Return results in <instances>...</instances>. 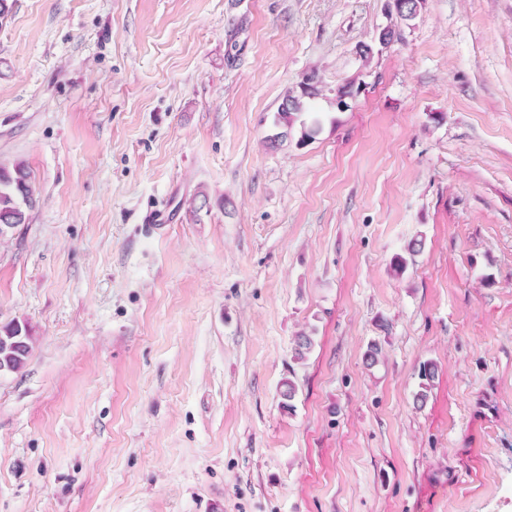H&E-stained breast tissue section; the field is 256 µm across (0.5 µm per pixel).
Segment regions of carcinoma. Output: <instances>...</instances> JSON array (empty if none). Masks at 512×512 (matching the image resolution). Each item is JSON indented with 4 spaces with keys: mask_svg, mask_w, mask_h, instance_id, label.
<instances>
[{
    "mask_svg": "<svg viewBox=\"0 0 512 512\" xmlns=\"http://www.w3.org/2000/svg\"><path fill=\"white\" fill-rule=\"evenodd\" d=\"M424 6V0H394L395 22L384 27L379 42L388 45L401 39V25L413 20ZM317 76L313 73L303 75L298 85L287 91L278 108L276 124L284 131L268 138L270 147L279 145L280 139L287 135L295 125H300L297 144L302 146L311 141L319 130L318 121L310 123L302 120L308 109L309 100L318 95ZM31 174L26 161L18 159L10 165L0 163V242H7L8 234L19 226L30 223V211L35 206V198L30 183ZM423 240L414 239L406 247V255H397L393 262V271L400 276L407 269V256L421 251ZM32 342V334L27 325L10 323L0 327V373L17 372L27 360ZM314 346V336L301 332L294 339L293 358L300 362ZM437 373V366L425 363L419 368L420 379L414 403L423 405L431 389V382Z\"/></svg>",
    "mask_w": 512,
    "mask_h": 512,
    "instance_id": "obj_1",
    "label": "carcinoma"
}]
</instances>
